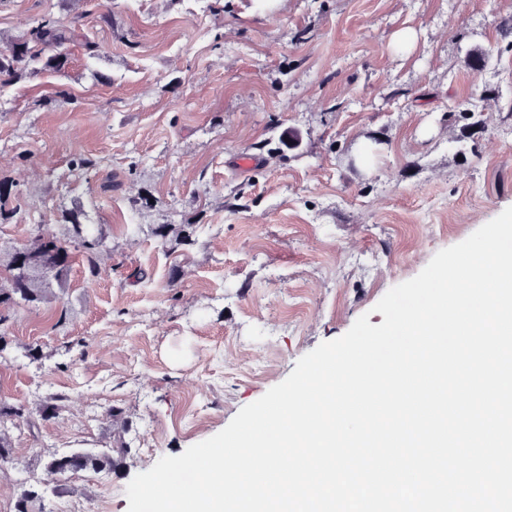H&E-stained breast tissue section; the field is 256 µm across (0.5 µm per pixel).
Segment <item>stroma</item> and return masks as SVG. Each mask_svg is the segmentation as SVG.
I'll return each instance as SVG.
<instances>
[{"instance_id":"obj_1","label":"stroma","mask_w":512,"mask_h":512,"mask_svg":"<svg viewBox=\"0 0 512 512\" xmlns=\"http://www.w3.org/2000/svg\"><path fill=\"white\" fill-rule=\"evenodd\" d=\"M107 8L0 0L1 40L77 15L102 48L90 60L74 44L64 69L0 94V178L21 193L0 244L54 227L77 198L108 244L98 277L73 266L72 320L56 301L5 325L0 403L31 423L10 431L0 512L24 481L47 487L33 512H128L136 474L223 430L361 315L380 325L388 290L512 206V47L498 34L512 0ZM76 154L90 175L71 170ZM155 224L198 231L173 251ZM53 394L62 407L42 420ZM101 448L122 449L118 468L43 467Z\"/></svg>"}]
</instances>
